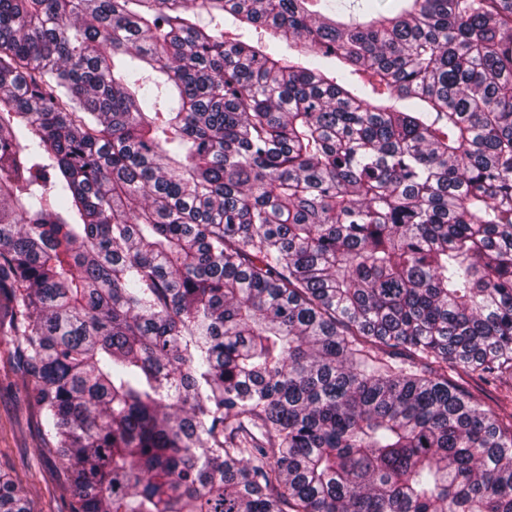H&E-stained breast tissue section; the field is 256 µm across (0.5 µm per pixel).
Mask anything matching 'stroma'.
Masks as SVG:
<instances>
[{
    "instance_id": "obj_1",
    "label": "stroma",
    "mask_w": 512,
    "mask_h": 512,
    "mask_svg": "<svg viewBox=\"0 0 512 512\" xmlns=\"http://www.w3.org/2000/svg\"><path fill=\"white\" fill-rule=\"evenodd\" d=\"M11 337L0 335V470L18 477L31 512H68L73 490L56 456L43 453L37 409L23 399Z\"/></svg>"
}]
</instances>
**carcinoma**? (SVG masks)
Returning <instances> with one entry per match:
<instances>
[{"label": "carcinoma", "instance_id": "cac0c4a2", "mask_svg": "<svg viewBox=\"0 0 512 512\" xmlns=\"http://www.w3.org/2000/svg\"><path fill=\"white\" fill-rule=\"evenodd\" d=\"M392 2L0 0V335L71 512H512V384L453 379L512 377V0Z\"/></svg>", "mask_w": 512, "mask_h": 512}]
</instances>
